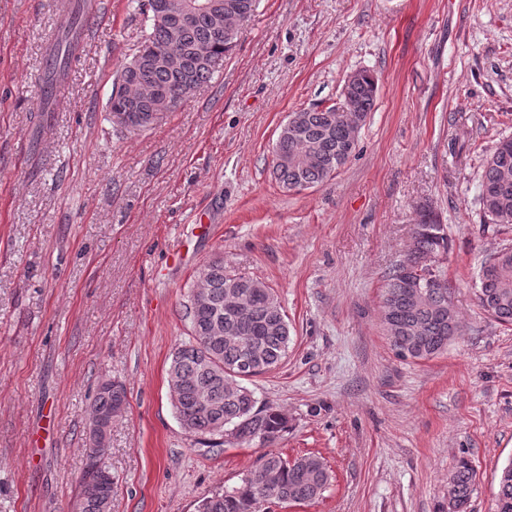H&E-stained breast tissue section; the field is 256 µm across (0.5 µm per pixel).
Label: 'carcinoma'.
Here are the masks:
<instances>
[{"label": "carcinoma", "instance_id": "carcinoma-1", "mask_svg": "<svg viewBox=\"0 0 512 512\" xmlns=\"http://www.w3.org/2000/svg\"><path fill=\"white\" fill-rule=\"evenodd\" d=\"M201 5L190 21L178 23L183 4ZM258 0H145L142 4L149 32L138 53L123 64L109 98V112L125 113V128L141 129L155 119V106L168 112L181 103L187 86L201 87L235 48L240 29L218 38L215 29L230 19L244 24L254 15ZM81 9L68 16L45 84L57 82L72 62ZM378 78L366 73L348 90L350 111L336 105H316L297 111L301 125L281 127L272 149V174L286 190L314 187L336 176L353 155L349 141L352 119L365 120L374 107ZM477 204L482 223L512 225V140L500 141L486 158L478 184ZM415 249L402 264H393L384 275L383 300L392 302L389 321H381L395 355L403 360H428L447 346L444 339L461 333L459 315L448 325L450 285L430 288L418 302L404 299L409 280H446L442 264L452 248L448 226L434 210H419ZM497 259L478 273L479 306L501 325L512 326V246L497 250ZM438 258L433 269L417 268L419 260ZM244 296L230 312V295ZM202 296L199 305L196 296ZM190 321L188 341L176 348L168 369L172 405L182 427L201 436H230L241 444L271 445L288 431L287 415L272 407L257 406L253 390L239 377L242 361L251 354L246 378L277 368L287 355L290 329L274 290L263 281L227 270L224 259L203 264L196 288L186 305ZM127 407L124 386L115 381L100 384L91 411L92 446L80 484H95L93 493L81 491L76 512H112V474L103 466L112 422ZM476 471L461 457L448 475V512H469L475 491ZM332 479L324 459L307 453L288 459L277 452L264 454L240 483L203 499L198 512H267L272 504H310L322 497ZM495 512H512V462L498 476Z\"/></svg>", "mask_w": 512, "mask_h": 512}]
</instances>
